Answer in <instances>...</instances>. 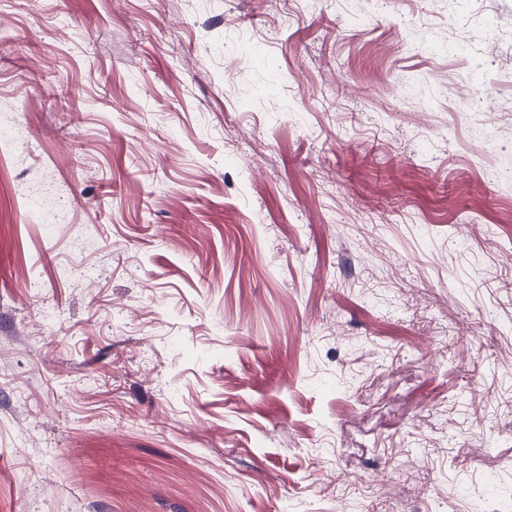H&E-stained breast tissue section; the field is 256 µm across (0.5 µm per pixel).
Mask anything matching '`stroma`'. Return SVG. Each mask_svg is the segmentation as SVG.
<instances>
[{
  "label": "stroma",
  "mask_w": 512,
  "mask_h": 512,
  "mask_svg": "<svg viewBox=\"0 0 512 512\" xmlns=\"http://www.w3.org/2000/svg\"><path fill=\"white\" fill-rule=\"evenodd\" d=\"M512 0H0V512H512ZM37 188L48 206L28 214Z\"/></svg>",
  "instance_id": "35a3bbf8"
}]
</instances>
